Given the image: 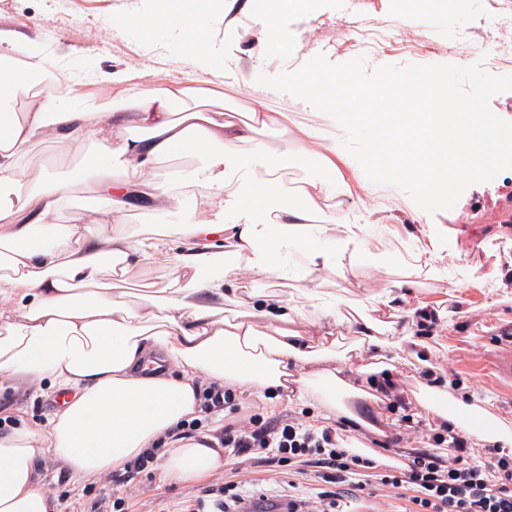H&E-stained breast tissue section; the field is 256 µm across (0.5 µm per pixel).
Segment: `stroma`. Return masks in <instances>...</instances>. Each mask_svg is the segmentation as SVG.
Segmentation results:
<instances>
[{
	"instance_id": "1",
	"label": "stroma",
	"mask_w": 512,
	"mask_h": 512,
	"mask_svg": "<svg viewBox=\"0 0 512 512\" xmlns=\"http://www.w3.org/2000/svg\"><path fill=\"white\" fill-rule=\"evenodd\" d=\"M492 0H309L299 9L279 11L277 25L288 32V47L264 48L268 16L256 0H222L210 26L203 52H195L175 26L143 36L129 24V17L147 14L158 0H0V28L41 38L45 67L61 88L83 95L106 97L110 88L99 84L101 70L124 72L156 86H188L205 97L223 101L225 110L247 114L263 101L274 122L266 140L280 153L295 151L296 129L320 127L332 139L343 131L329 115L291 95L257 84L258 74L278 75L295 71L316 55L333 64L365 56L367 70L383 65L458 64L482 62L494 75L512 68L489 59L483 41ZM375 22L384 32L375 41L354 44L356 27ZM336 173L344 184L342 214H355L370 224L384 227L375 242L379 253L358 269L341 273L336 264L312 266L313 251L340 250V241L309 239L289 242L281 258L286 268L277 285L285 297L310 284L316 291L354 301L371 302L395 281L410 280L405 298L379 311L385 321L397 322L421 339L420 350L403 348L397 355L406 363L403 372L392 373L394 393L403 408L390 411L376 430L348 428L349 444L385 449L394 464H401L411 449L429 446L427 433L401 434L403 413L418 414L416 398L420 377L411 364L425 354L442 375H458L460 393L472 404L512 423V388L500 382L490 369L492 339L502 324L512 323V197L499 192V180L468 187L449 211L428 214L398 187L371 182L359 163L337 149ZM201 188L189 183L161 207L128 211L124 223L132 232L148 224H184L222 215L225 223H237L238 211L225 208L223 197L202 206ZM72 224H113L100 215L94 187L76 189L65 207ZM432 313L430 331H422L421 312ZM37 386L25 383L17 390L0 393V418L43 421L59 409L54 398H40ZM397 446H390L392 437ZM45 474V490L57 499L62 512H114L116 498L125 501V512H179L183 502L204 498L207 512H216L228 466L187 483L162 481L159 466H152L128 484L114 485L109 475L93 476L74 484L69 472L49 459L38 460ZM248 498L284 499L288 475L275 463L245 465L237 476Z\"/></svg>"
}]
</instances>
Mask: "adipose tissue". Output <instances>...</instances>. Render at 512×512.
<instances>
[{"label": "adipose tissue", "instance_id": "obj_1", "mask_svg": "<svg viewBox=\"0 0 512 512\" xmlns=\"http://www.w3.org/2000/svg\"><path fill=\"white\" fill-rule=\"evenodd\" d=\"M212 10L210 0H164L160 12L130 22L148 37L163 23H182L187 42L200 50ZM44 56L39 39L0 29V297L17 310L0 315V391L33 381L42 395L65 400L45 422L21 421L0 435V512H58L36 465L43 457L77 481L156 447L169 480L189 482L221 467L224 450L212 436H171L181 421L197 418L204 380L248 393L271 390L273 411L289 396H316L329 413L339 411L345 394L376 404L369 377L394 371V363L369 365L367 378L356 381L325 361L336 355L337 319H346L362 344L395 334L394 324L374 316L390 307L391 291L368 307L342 296L323 299L310 288L294 304L266 291L254 294L244 317L223 316L239 263L264 278L277 271L288 242L272 238L269 223L327 234L336 222L328 203L342 194V182L312 181L288 192L280 172L289 157L266 149L268 116L260 109L234 121L199 108L190 89L130 82L114 98L75 95L38 83ZM42 138L90 147L94 160L54 180L23 161ZM236 144L266 156L246 189L227 193L239 223L166 224L149 236L57 221L71 193L89 183L102 211L116 219L133 197L171 198L175 186L159 164L178 149L197 153L202 186L223 192L224 149ZM255 199L277 201L273 220L252 210ZM159 256L176 276L160 288L126 289L133 268ZM309 319L313 331L300 332ZM420 392L427 422L455 425L466 412L486 442L512 447V424L449 396L447 387L424 383Z\"/></svg>", "mask_w": 512, "mask_h": 512}]
</instances>
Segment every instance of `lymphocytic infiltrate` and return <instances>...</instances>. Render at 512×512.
<instances>
[{
	"instance_id": "1",
	"label": "lymphocytic infiltrate",
	"mask_w": 512,
	"mask_h": 512,
	"mask_svg": "<svg viewBox=\"0 0 512 512\" xmlns=\"http://www.w3.org/2000/svg\"><path fill=\"white\" fill-rule=\"evenodd\" d=\"M433 447L411 453L402 465L380 464L350 453L336 428L290 420L267 421L253 414L225 423L219 442L232 459L265 455L267 460L321 471L325 487L315 501L289 500L290 512H341L368 480L406 491L404 512H512V453L490 449L475 462L465 436L452 427L434 433Z\"/></svg>"
}]
</instances>
